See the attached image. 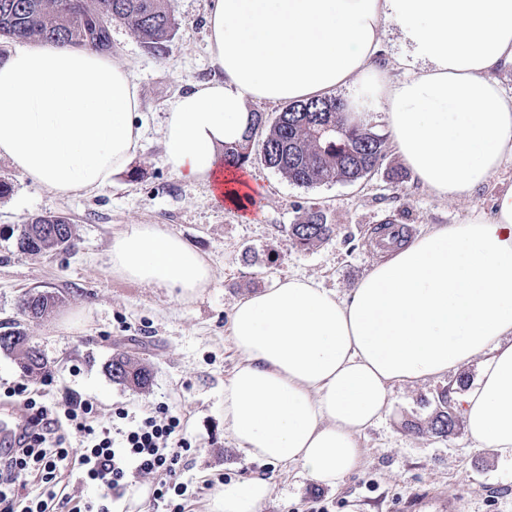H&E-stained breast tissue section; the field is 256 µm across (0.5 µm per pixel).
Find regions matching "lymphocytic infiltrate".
<instances>
[{"instance_id": "lymphocytic-infiltrate-1", "label": "lymphocytic infiltrate", "mask_w": 512, "mask_h": 512, "mask_svg": "<svg viewBox=\"0 0 512 512\" xmlns=\"http://www.w3.org/2000/svg\"><path fill=\"white\" fill-rule=\"evenodd\" d=\"M5 395L18 403L26 427L0 456V512H118L141 477L151 478L155 503L185 512L187 488L177 471L191 442L167 403L140 412L119 407L107 421L76 393L50 405L16 381ZM66 472L104 488V496L73 504L60 486Z\"/></svg>"}]
</instances>
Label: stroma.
Wrapping results in <instances>:
<instances>
[{"mask_svg":"<svg viewBox=\"0 0 512 512\" xmlns=\"http://www.w3.org/2000/svg\"><path fill=\"white\" fill-rule=\"evenodd\" d=\"M208 5L175 0L177 27L163 59L149 54L126 26L113 25L110 55L139 84L144 126L142 147L115 185L63 198L0 158V181L9 186L0 195V323L21 324L42 352L53 378L48 400L75 391L104 418L119 406L135 411L158 401L181 412L192 441L180 470L190 491L186 512H217L219 489L201 485L220 476L228 482L267 479L270 494L261 512H429L433 500L446 503L445 512H512V459L474 447L464 419L445 438L407 429L431 414L440 392L475 382V360L448 378L394 387L387 414L360 440L361 469L334 488L309 480L299 467L251 458L226 429L224 383L240 360L227 329L235 303L286 277L311 278L347 295L379 258L377 227L404 224L417 235L436 224L491 217L495 196L512 188V163L464 199L438 198L411 175L390 181L389 172L403 164L386 115L375 106L367 124L387 142L383 165L371 178L305 188L256 160L248 166L254 205L237 211L215 203L206 184L183 180L162 163L170 102L192 83L219 75L208 50ZM312 207L324 212L335 232L314 247H296L289 226ZM38 215L68 217L74 247L20 252L17 239ZM134 224H155L184 240L214 269L212 286L182 300L164 288L112 277L108 248ZM32 289L61 298L38 320L18 309L21 295ZM119 351L151 369L149 389L112 381L106 366Z\"/></svg>","mask_w":512,"mask_h":512,"instance_id":"obj_1","label":"stroma"}]
</instances>
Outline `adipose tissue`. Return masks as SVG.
<instances>
[{
    "mask_svg": "<svg viewBox=\"0 0 512 512\" xmlns=\"http://www.w3.org/2000/svg\"><path fill=\"white\" fill-rule=\"evenodd\" d=\"M209 47L221 78L170 104L163 163L244 207L253 189L221 153L240 142L247 101L293 102L351 88L349 109L382 106L393 143L441 198L472 195L512 161V0H212ZM401 34L394 78L385 26ZM142 98L108 54L24 44L0 61V158L57 195L111 186L141 148ZM116 278L190 299L210 264L154 224L115 236ZM229 332L241 360L224 385V425L246 453L338 486L362 462L359 440L394 386L439 380L473 359L460 397L469 438L512 457V190L490 219L438 224L387 250L349 295L289 277L237 302ZM266 480L226 484L220 512H260Z\"/></svg>",
    "mask_w": 512,
    "mask_h": 512,
    "instance_id": "ef3b65f1",
    "label": "adipose tissue"
}]
</instances>
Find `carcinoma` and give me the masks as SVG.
Segmentation results:
<instances>
[{"label": "carcinoma", "instance_id": "carcinoma-1", "mask_svg": "<svg viewBox=\"0 0 512 512\" xmlns=\"http://www.w3.org/2000/svg\"><path fill=\"white\" fill-rule=\"evenodd\" d=\"M69 2L0 0V39L81 48L95 36L106 52L112 48V41L104 19L110 16L112 22L128 27L152 54H168L176 30L172 0H79L76 11L68 7ZM258 133L262 137L260 160L302 187L358 183L378 171L385 157L384 138L362 124H349L345 103L332 96L289 103L269 124L263 113H252L244 140L224 146V162L240 168L251 162ZM332 233L322 210L312 207L289 229V236L303 247L326 240ZM17 246L27 253L51 248L30 228L21 232ZM58 303V295L39 291L21 300L20 308L25 314L32 309L41 318ZM28 342L18 323L0 331V350L17 359L22 377L34 379L48 372V363L39 351L27 346ZM108 372L112 381L137 389L148 387L152 378L149 368L124 352L112 356ZM410 428L442 438L452 433L455 416L448 407V392L437 396L436 408L425 424L414 423Z\"/></svg>", "mask_w": 512, "mask_h": 512}]
</instances>
